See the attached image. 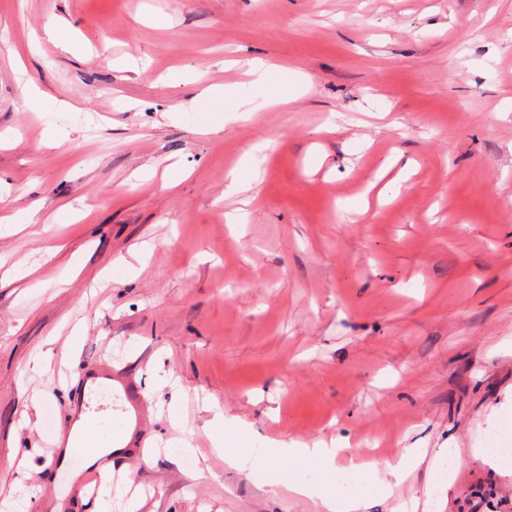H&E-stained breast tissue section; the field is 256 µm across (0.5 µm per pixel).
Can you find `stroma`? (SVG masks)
Wrapping results in <instances>:
<instances>
[{"instance_id":"35a3bbf8","label":"stroma","mask_w":512,"mask_h":512,"mask_svg":"<svg viewBox=\"0 0 512 512\" xmlns=\"http://www.w3.org/2000/svg\"><path fill=\"white\" fill-rule=\"evenodd\" d=\"M60 18L75 50L26 51ZM129 55L147 71L114 67ZM253 57L303 73L306 91L247 118L229 99L191 110L202 87L248 91L224 62ZM189 68L202 85L177 83ZM511 98L512 0H0V132H16L0 216L40 205L0 235V267L34 269L0 285V494L21 462L41 488L25 512H49L68 485L52 439L95 369L144 393L142 442L194 445L129 455L140 512H318L225 466L217 409L261 441L452 449L442 512H512V474L472 454L512 448ZM266 141L249 221L228 226L230 173ZM400 152L416 162L404 178ZM393 180L367 215L345 211ZM428 471L366 512H432Z\"/></svg>"}]
</instances>
